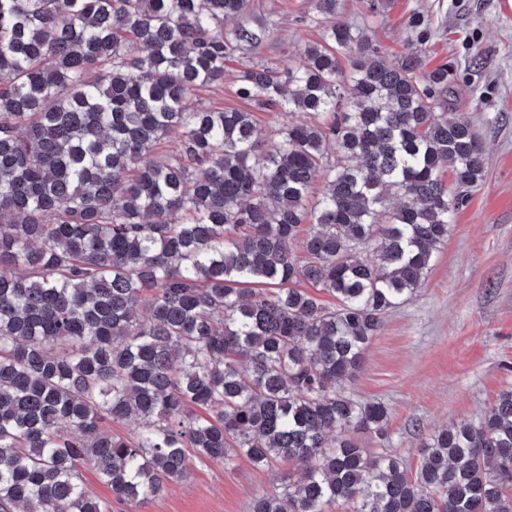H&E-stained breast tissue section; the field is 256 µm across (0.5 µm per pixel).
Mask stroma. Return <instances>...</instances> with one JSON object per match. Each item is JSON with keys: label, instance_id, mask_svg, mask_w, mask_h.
I'll use <instances>...</instances> for the list:
<instances>
[{"label": "stroma", "instance_id": "stroma-1", "mask_svg": "<svg viewBox=\"0 0 512 512\" xmlns=\"http://www.w3.org/2000/svg\"><path fill=\"white\" fill-rule=\"evenodd\" d=\"M368 3L341 0L339 18L364 27L373 47L391 58L414 41L407 20L420 12L433 32L424 68L447 66L458 109L488 153L484 183L457 212L421 288L385 315L361 372L345 387L355 401L389 409L386 438L357 431L354 440L414 468L425 434L478 420L512 387V0H391L374 11ZM315 4L250 0L224 32L245 29L252 40L239 43L227 61L223 84L197 91L193 106L254 113L266 134L287 123V116L240 99L235 78L252 66L281 69L300 58L320 38ZM298 469L294 462L258 469L243 457L227 466L193 459L183 480L138 511L113 501L91 469H83L82 485L107 501L109 512H250L252 499L272 490L279 473Z\"/></svg>", "mask_w": 512, "mask_h": 512}]
</instances>
